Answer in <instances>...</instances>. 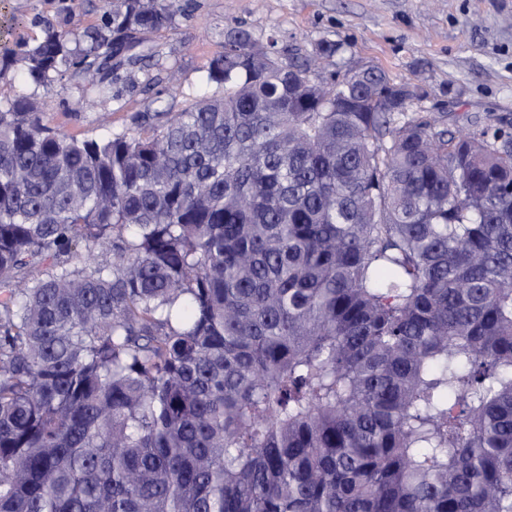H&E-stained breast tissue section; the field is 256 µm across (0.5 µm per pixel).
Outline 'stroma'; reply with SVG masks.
<instances>
[{"label":"stroma","instance_id":"35a3bbf8","mask_svg":"<svg viewBox=\"0 0 512 512\" xmlns=\"http://www.w3.org/2000/svg\"><path fill=\"white\" fill-rule=\"evenodd\" d=\"M176 28L149 33L153 57L122 72L113 99H93L85 82L38 90L44 123L79 137L112 130H151L161 105L181 110L204 84L205 66L224 51L227 32L276 34L304 55L325 43L324 73L373 64L397 83L426 92L431 112L467 114L480 123L512 125V0H179ZM104 0H0V51L15 36L40 39L43 21L76 33L101 24ZM182 74L166 88L169 68Z\"/></svg>","mask_w":512,"mask_h":512}]
</instances>
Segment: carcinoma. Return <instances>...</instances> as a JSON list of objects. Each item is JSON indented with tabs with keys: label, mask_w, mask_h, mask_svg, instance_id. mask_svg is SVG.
<instances>
[{
	"label": "carcinoma",
	"mask_w": 512,
	"mask_h": 512,
	"mask_svg": "<svg viewBox=\"0 0 512 512\" xmlns=\"http://www.w3.org/2000/svg\"><path fill=\"white\" fill-rule=\"evenodd\" d=\"M177 0L0 57L112 95ZM151 134L0 96V512H512V128L238 30Z\"/></svg>",
	"instance_id": "obj_1"
}]
</instances>
